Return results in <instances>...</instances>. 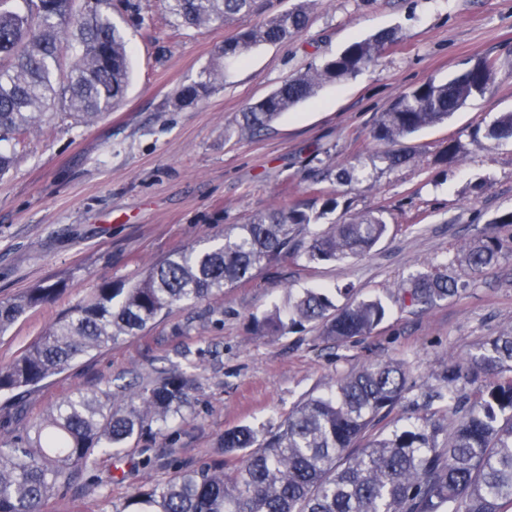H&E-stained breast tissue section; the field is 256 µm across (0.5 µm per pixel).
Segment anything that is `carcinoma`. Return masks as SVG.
Returning <instances> with one entry per match:
<instances>
[{
	"mask_svg": "<svg viewBox=\"0 0 512 512\" xmlns=\"http://www.w3.org/2000/svg\"><path fill=\"white\" fill-rule=\"evenodd\" d=\"M307 0L238 31L218 48L217 62L183 86L173 106L193 104L217 86L224 64L242 61L262 43L299 35ZM81 12L75 0H0V143L20 142L43 111L62 104L75 121L90 124L112 110L127 90L125 39L100 5ZM169 13L189 27L259 12V0H167ZM386 33L355 42L321 65L285 80L241 112L238 131L255 135L282 113L312 98L324 84L339 83L371 65ZM72 52L68 72L60 58ZM494 64L478 60L446 83L424 82L379 114L370 131L383 147L447 120L482 96ZM489 141L512 139V112L484 130ZM365 179L363 165L341 169L335 180L352 186ZM322 214L280 206L236 224L224 236L183 248L154 265L136 284L105 283L90 303L71 311L10 366L0 368V395L34 388L106 344L135 336L174 308L221 295L253 271L299 253L296 229ZM373 211L334 223L304 251L310 261L343 262L367 253L386 233ZM501 243L494 236L467 246L473 274L495 265ZM468 283L442 273H419L401 286L402 302L429 308L458 297ZM59 283L39 284L0 302V333L30 309L54 300ZM386 316L377 300L337 307L324 293L306 290L258 321L262 336L307 325L341 345L371 334ZM447 400L434 412L391 434L376 426L405 397L404 366L384 361L346 375L326 396L298 404L259 434L241 426L224 434V453H244L233 471L226 463L178 471L166 482L139 490L129 505L140 512H505L512 506V329L493 336L480 352L454 362L443 378ZM193 380L163 379L151 389L116 401L80 390L54 405L31 434L0 448V512H42L48 496L64 491L75 474L95 465V455L119 456L145 430L163 429L182 415Z\"/></svg>",
	"mask_w": 512,
	"mask_h": 512,
	"instance_id": "cac0c4a2",
	"label": "carcinoma"
}]
</instances>
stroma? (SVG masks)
<instances>
[{"label": "stroma", "mask_w": 512, "mask_h": 512, "mask_svg": "<svg viewBox=\"0 0 512 512\" xmlns=\"http://www.w3.org/2000/svg\"><path fill=\"white\" fill-rule=\"evenodd\" d=\"M111 14L131 61L123 101L91 125L49 114L17 145L15 167L0 178V302L44 281L65 283L54 301L0 335V367L102 284L130 287L178 250L255 213L283 204L323 212L300 232L305 242L364 211L382 212L388 230L368 254L342 263L303 256L272 263L223 295L91 352L13 405L0 397V445H7L73 391L119 397L166 376L195 377L184 423L145 431L132 450L100 457L95 473L77 474L43 512H124L138 487L223 461L225 431H265L308 397L329 392L339 376L371 363L395 360L409 373L411 388L380 424L383 433L412 414L443 410L430 394L451 361L512 328V224L498 222L512 212V141L494 144L482 135L512 111V0H313L298 37L226 64L222 83L182 109L172 105L177 92L211 67L246 19L187 28L165 0H112ZM388 31L395 38L375 65L324 85L268 130L238 134L249 103L351 43ZM480 59L495 66L489 92L407 139L401 167L376 161L370 129L380 112L411 87L447 81ZM451 141L460 160L445 166L437 158ZM356 162L366 179L351 189L311 174ZM333 196L339 205L326 211ZM486 232L498 236L502 255L474 279L457 257ZM434 271L469 281L467 292L426 310L403 305L400 284ZM307 289L339 306L351 297L379 299L388 313L371 335L340 346L310 327L258 336L256 319Z\"/></svg>", "instance_id": "obj_1"}]
</instances>
